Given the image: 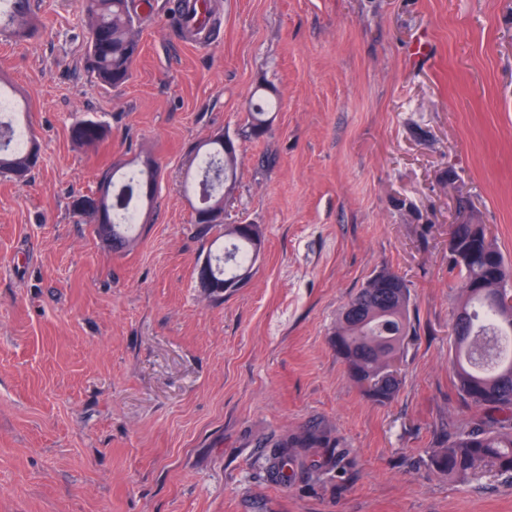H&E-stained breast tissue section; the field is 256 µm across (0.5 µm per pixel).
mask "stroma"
Here are the masks:
<instances>
[{
	"label": "stroma",
	"instance_id": "35a3bbf8",
	"mask_svg": "<svg viewBox=\"0 0 512 512\" xmlns=\"http://www.w3.org/2000/svg\"><path fill=\"white\" fill-rule=\"evenodd\" d=\"M172 2L142 0L118 88L85 68L75 0H32L30 40L0 33V90L41 147L26 180L0 175V512H512L511 479L430 464L481 416L449 364V225L467 212L512 259V0H211L200 45ZM256 92L277 107L244 140ZM83 117L97 149L71 138ZM217 133L239 146L224 221L263 233L221 295L183 186ZM146 156L153 205L112 249L71 200ZM384 269L416 334L380 404L334 339ZM108 136L107 128L92 118L76 120L71 126L72 140L82 147L95 148Z\"/></svg>",
	"mask_w": 512,
	"mask_h": 512
}]
</instances>
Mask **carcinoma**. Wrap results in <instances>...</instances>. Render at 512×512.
Segmentation results:
<instances>
[{"label": "carcinoma", "mask_w": 512, "mask_h": 512, "mask_svg": "<svg viewBox=\"0 0 512 512\" xmlns=\"http://www.w3.org/2000/svg\"><path fill=\"white\" fill-rule=\"evenodd\" d=\"M86 27L84 62L100 82L120 87L132 78L133 65L141 52L136 23V0H77ZM7 29L18 39L37 32L30 0H0V31ZM271 99L259 97L250 103L242 129L246 139L263 135ZM108 136L107 128L92 118L76 120L72 140L95 148ZM9 131L0 128V174L25 178L37 165L32 148L11 150ZM197 153L209 166L201 171L200 186L207 193L211 210H224V191L237 179L238 154H228L224 145L211 140L199 143ZM160 169L137 164L133 174L120 169L104 173L98 195L102 198V223L109 225L103 239L122 245L133 238L138 224H122L117 216L133 201L146 207V188L154 196ZM228 244L211 259L213 277L239 281L251 269L262 245L259 225H224ZM448 272L461 280L462 299L453 321L451 364L462 398L484 416L469 429L448 440L430 458L438 471L459 481L490 468L512 479V354L503 355L499 341L512 337V308L499 298L504 285L512 286V263L507 261L492 231L485 224H453L448 240ZM412 329L410 290L404 279L382 270L371 277L344 305L336 322V353L346 362L350 377L375 402L386 403L398 391L392 362L404 353V341Z\"/></svg>", "instance_id": "obj_1"}]
</instances>
